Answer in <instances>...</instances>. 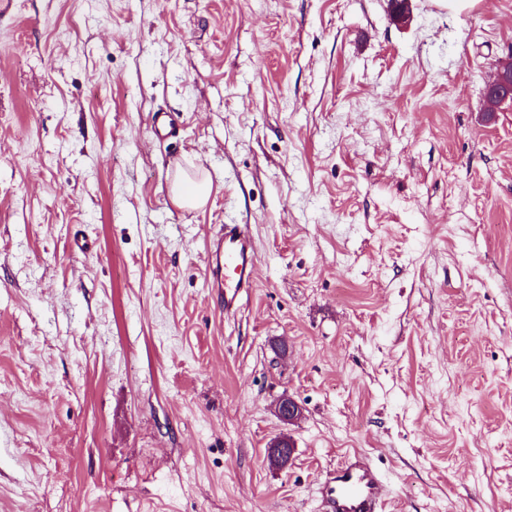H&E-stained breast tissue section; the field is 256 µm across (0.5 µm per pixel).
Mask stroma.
Wrapping results in <instances>:
<instances>
[{"label": "stroma", "instance_id": "obj_1", "mask_svg": "<svg viewBox=\"0 0 512 512\" xmlns=\"http://www.w3.org/2000/svg\"><path fill=\"white\" fill-rule=\"evenodd\" d=\"M411 12L0 15V512H323L354 452L384 512H512V102L484 101L512 0ZM222 224L258 252L229 314ZM211 182H179L174 187V199L181 206L199 207L206 203L211 192ZM257 255L253 238L241 224H222L207 248L209 288L224 311L240 309L244 295L253 288Z\"/></svg>", "mask_w": 512, "mask_h": 512}]
</instances>
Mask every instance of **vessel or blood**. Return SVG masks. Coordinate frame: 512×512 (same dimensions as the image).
Returning a JSON list of instances; mask_svg holds the SVG:
<instances>
[{"label": "vessel or blood", "mask_w": 512, "mask_h": 512, "mask_svg": "<svg viewBox=\"0 0 512 512\" xmlns=\"http://www.w3.org/2000/svg\"><path fill=\"white\" fill-rule=\"evenodd\" d=\"M254 241L239 224H224L207 248L209 285L225 312L241 307L255 280ZM382 478L372 461L353 455L339 463L321 483L324 512H382L378 488Z\"/></svg>", "instance_id": "1"}]
</instances>
